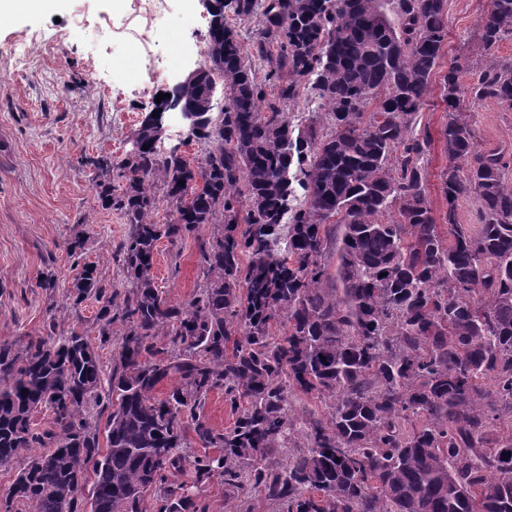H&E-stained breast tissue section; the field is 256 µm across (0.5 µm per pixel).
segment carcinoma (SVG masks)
Here are the masks:
<instances>
[{
	"mask_svg": "<svg viewBox=\"0 0 512 512\" xmlns=\"http://www.w3.org/2000/svg\"><path fill=\"white\" fill-rule=\"evenodd\" d=\"M218 2L199 77L161 101L199 112L222 87L193 131L201 157L142 126L125 157L87 160L129 225L124 292L78 260L69 283L73 305L101 303L100 345L120 326L110 372L53 316L40 336L0 340V465L24 458L0 512H206L169 481L189 462L199 485L224 478L240 512L257 497L277 512H512V148L478 145L461 109L465 96L512 109V61L494 53L512 0H490L480 65L441 78L442 224L431 140L414 128L446 0H235L256 20L247 47ZM301 98L324 126L294 124L285 107ZM464 194L474 225L456 221ZM205 224L202 288L175 305L155 284L156 243ZM214 391L234 418L222 430L201 417ZM304 397L326 412L297 410ZM189 434L220 454L188 460Z\"/></svg>",
	"mask_w": 512,
	"mask_h": 512,
	"instance_id": "1",
	"label": "carcinoma"
}]
</instances>
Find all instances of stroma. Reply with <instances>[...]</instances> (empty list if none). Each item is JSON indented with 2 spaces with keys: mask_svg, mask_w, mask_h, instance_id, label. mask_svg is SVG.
Masks as SVG:
<instances>
[{
  "mask_svg": "<svg viewBox=\"0 0 512 512\" xmlns=\"http://www.w3.org/2000/svg\"><path fill=\"white\" fill-rule=\"evenodd\" d=\"M447 5L446 64L472 54L489 0ZM208 25L200 0H165L152 17L137 15L136 0H46L41 11L0 20V340L39 335L51 315L61 332L91 331L100 305L66 299V247L82 238L84 261L116 285L114 254L128 227L102 205L88 161L125 156L157 94L203 63ZM439 87L432 82L416 127L431 138L425 165L438 216L448 208ZM468 113L482 146L512 142V110L487 100ZM210 232L157 242L153 274L173 303L193 295ZM43 272L54 274L55 288L38 287Z\"/></svg>",
  "mask_w": 512,
  "mask_h": 512,
  "instance_id": "1",
  "label": "stroma"
}]
</instances>
